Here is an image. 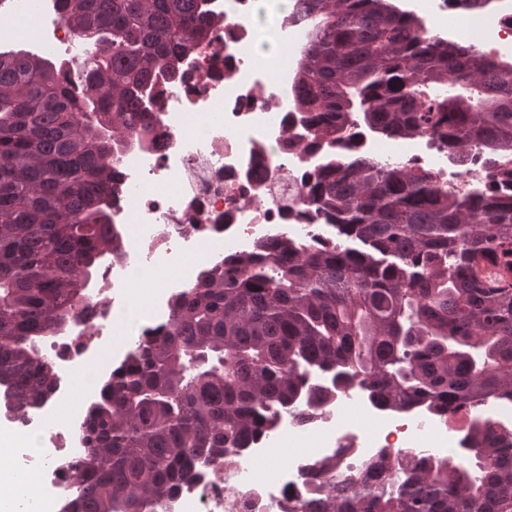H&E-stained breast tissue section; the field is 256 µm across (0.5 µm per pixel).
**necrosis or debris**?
<instances>
[{
    "label": "necrosis or debris",
    "instance_id": "necrosis-or-debris-1",
    "mask_svg": "<svg viewBox=\"0 0 512 512\" xmlns=\"http://www.w3.org/2000/svg\"><path fill=\"white\" fill-rule=\"evenodd\" d=\"M11 14L32 20L43 50L86 70L90 39L71 28L51 0H10ZM213 27L208 43L181 57L179 79L162 83L147 128L112 153V232L115 254L104 257L88 283L85 315L51 336L40 350L54 365V397L44 405L61 428L53 448L19 453L0 448V477L22 470L32 478L35 512H62L73 486L71 464L88 450L81 411L95 388L81 385L90 371L111 372L141 336L168 326L175 296L230 255L299 237L334 241L332 220L318 213L310 190L326 174L322 147L288 91L291 70L270 75L261 57L298 62L312 23L308 0H205ZM455 9L450 0H412L421 21L416 35L445 36ZM483 30L475 54L512 55V0L496 9L472 8ZM406 162L447 181L446 146L412 139ZM169 270L165 285L138 296L136 281ZM144 304L143 318L126 310ZM362 411L349 418L350 406ZM417 410L374 404L359 391L330 398L318 411L282 413L276 439L258 440L243 453L226 452L200 476L181 483L157 512H291L294 503L324 485L321 461L341 468L404 454L418 455Z\"/></svg>",
    "mask_w": 512,
    "mask_h": 512
}]
</instances>
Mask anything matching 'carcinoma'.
I'll return each instance as SVG.
<instances>
[{"label": "carcinoma", "mask_w": 512, "mask_h": 512, "mask_svg": "<svg viewBox=\"0 0 512 512\" xmlns=\"http://www.w3.org/2000/svg\"><path fill=\"white\" fill-rule=\"evenodd\" d=\"M95 38L80 86L51 59L0 49V399L33 410L54 366L38 341L81 317L86 284L112 236V145L147 120L159 71L212 27L201 0H56ZM297 105L330 146L360 126L425 135L455 158L482 157L512 183V59L454 39L412 36L395 0H310ZM318 202L331 246L285 238L231 257L175 297L161 334L112 370L84 417L67 512H154L197 463L272 435L288 409L312 411L355 387L437 420L512 396V196L441 186L411 164L330 156ZM469 458L336 472L341 492L294 512H512V456L488 420Z\"/></svg>", "instance_id": "cac0c4a2"}]
</instances>
